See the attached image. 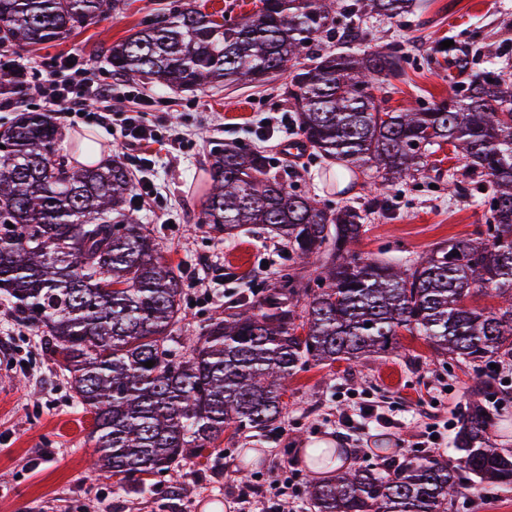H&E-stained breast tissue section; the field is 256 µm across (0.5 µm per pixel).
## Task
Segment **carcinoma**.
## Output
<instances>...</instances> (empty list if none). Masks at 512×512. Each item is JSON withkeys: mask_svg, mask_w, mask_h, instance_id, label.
<instances>
[{"mask_svg": "<svg viewBox=\"0 0 512 512\" xmlns=\"http://www.w3.org/2000/svg\"><path fill=\"white\" fill-rule=\"evenodd\" d=\"M114 7L0 0V45L61 41ZM425 8V0H353L344 14L354 27L364 13L400 21ZM331 22V0H261L257 14L233 23L186 3L109 48L112 71L170 89L260 84L286 73L293 124L321 158L336 161L332 185L361 168L380 177L365 207L333 208L294 193L262 151L213 155L199 223L227 239L260 225L315 275H277L237 311L205 321L194 340L173 335L182 275L129 206L125 164L71 167L55 158L58 128L46 112L21 109L0 131V300L43 329L76 405L93 414L92 471L141 482L216 449L229 428L272 427L286 411L289 378L311 364L394 353L404 331L454 363L512 358V81L484 71L446 101L393 111L375 91L405 72L399 48L326 51L295 67ZM433 51L467 71L468 56L455 47ZM444 143L484 188L482 228L405 262L359 255L367 215L387 208V191ZM488 287L498 306L468 304ZM490 426V415L473 409L461 419L452 460L358 465L311 482L314 512H448L475 483L512 489V454L493 445Z\"/></svg>", "mask_w": 512, "mask_h": 512, "instance_id": "1", "label": "carcinoma"}]
</instances>
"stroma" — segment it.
<instances>
[{"label":"stroma","instance_id":"stroma-1","mask_svg":"<svg viewBox=\"0 0 512 512\" xmlns=\"http://www.w3.org/2000/svg\"><path fill=\"white\" fill-rule=\"evenodd\" d=\"M174 0H122L119 10L75 30L52 46L10 47V60L28 80H61L52 60L78 55L87 77L111 84L114 109L132 107L129 91L146 98L145 110L161 132L153 144L154 201L136 206L141 222L155 237L165 259L183 275L182 320L176 335L194 334L208 318L236 309L242 296L270 285L284 258L279 240L252 229L228 242L223 234L197 223L204 170L213 152L233 145L263 150L274 167L287 171L292 189L317 199L331 190V161L309 148L290 149L300 135L278 125L292 119L285 88L287 76L263 86L240 84L203 90L160 89L113 73L106 57L112 43L135 32L139 23ZM453 41L477 74L496 70L512 80V0H430L422 15L401 22L364 16L358 30L337 23L335 37L316 41L319 49L345 42L359 51L402 45L408 55L403 78L392 80L390 108L442 101L453 94L454 79L436 61V41ZM57 156L69 158L82 136L104 145L106 154L130 162L131 153L113 125L99 123L92 108L56 112ZM467 186L452 195L449 181ZM392 207L371 216L358 253L380 259L415 258L439 242L473 236L484 222L482 194L463 161L450 147L427 156L421 171L393 188ZM168 212L171 224L159 223ZM400 353L354 364L309 366L288 382V410L275 430L226 431L210 458H193L171 472L167 482L131 489L118 477L96 476L88 469L94 451L92 414L77 407L67 377L45 349L40 329L22 322L0 301V512H240L241 486L252 488L260 512L272 499V480L287 474L296 492L282 512H312L306 493L321 472L305 462L308 448L324 442L344 459L376 468L411 461L413 444L432 427L459 422L473 401L493 415L492 443L512 452V360L490 365H443L423 338L403 335ZM373 401L390 409L399 428H377L373 437L340 426V413ZM448 512H512V491L493 484L476 486L456 498Z\"/></svg>","mask_w":512,"mask_h":512}]
</instances>
